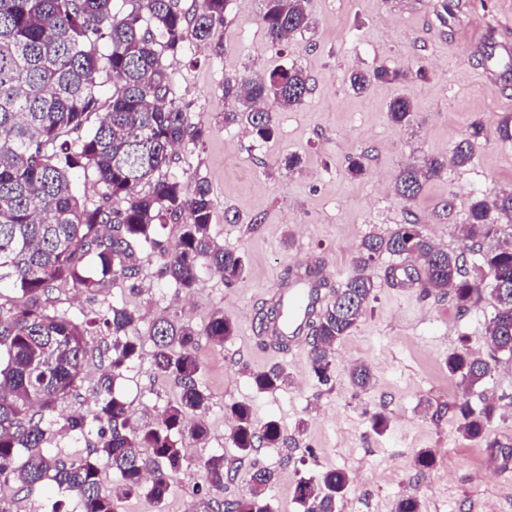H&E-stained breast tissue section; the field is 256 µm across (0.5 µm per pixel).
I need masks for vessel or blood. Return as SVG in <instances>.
<instances>
[{"instance_id": "b4317fda", "label": "vessel or blood", "mask_w": 512, "mask_h": 512, "mask_svg": "<svg viewBox=\"0 0 512 512\" xmlns=\"http://www.w3.org/2000/svg\"><path fill=\"white\" fill-rule=\"evenodd\" d=\"M481 52L487 62L492 82L512 77V45L505 42L482 44ZM329 295L326 279L320 270L289 279L286 287L274 289L271 299L282 316L269 323L262 344L278 355L300 353L310 333L311 325Z\"/></svg>"}]
</instances>
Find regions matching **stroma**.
<instances>
[{
    "mask_svg": "<svg viewBox=\"0 0 512 512\" xmlns=\"http://www.w3.org/2000/svg\"><path fill=\"white\" fill-rule=\"evenodd\" d=\"M456 25L441 17L440 0H309L311 26L285 45L269 42L260 21L261 0H229L224 25L216 27L211 46L188 44L166 58L174 104L188 125L207 135L177 150L167 175L192 192L196 179L210 186L214 210L213 239L225 250L243 254L246 272L239 282L200 268L192 291L162 278L159 251L141 250L135 279L105 283L94 295L73 285L54 290L49 311L75 322L107 314L112 306L137 310L134 331L141 354L116 383L131 421L156 424L179 388L152 371V321L166 316L201 331L215 312H223L234 334L217 346L201 337L198 382L209 396L204 421L207 441L183 435L179 445L183 472L163 508L144 498L124 501L120 512H213L208 494L197 492L198 463L212 453L233 454L228 439L230 407L251 406L257 423L280 422L286 447L262 448L254 460L275 474L268 490L272 512H301L292 490L304 476L328 468L352 479L336 512H392L398 498L418 497L423 512H512V360H501L484 383L463 390L448 374L449 354L467 347L489 358L486 323L492 311L488 297L468 309L450 297L420 288H394L389 281L398 257L383 256L371 269L374 298L349 336L336 343L328 383L315 378L308 353L280 360L257 343V313L266 293L290 269L321 263L332 288H340L353 270L363 239L386 236L407 215L440 248L467 252L457 230L471 199L512 190V140L498 128L512 123V81L493 86L483 77L479 39L512 41V0H462ZM295 65L310 75L312 90L301 107L277 110L272 139L258 140L242 124L224 122V81L265 74ZM385 65L402 78L376 83L361 95L349 87L351 71ZM410 99L412 125L393 127L389 103ZM487 133L466 166L450 162L452 149L472 125ZM297 154V171L283 159ZM364 157L366 172L351 177L348 167ZM436 157L444 160L440 176L427 182L412 203L395 192V179L406 164ZM454 201L451 218H442L446 201ZM237 215L227 222L225 212ZM280 364L287 384L271 393L253 385L254 372ZM367 364L372 383L362 390L350 381L351 369ZM107 362L90 350L76 395L59 402L46 434V447L64 460L85 455L95 434L62 430L66 416L94 405ZM471 406L495 402L488 426L489 445L466 441L459 432L455 402ZM387 417L383 433L371 428V417ZM433 451L435 462L419 471L417 450ZM11 512H79L76 493L46 480L28 489L0 487Z\"/></svg>",
    "mask_w": 512,
    "mask_h": 512,
    "instance_id": "1",
    "label": "stroma"
}]
</instances>
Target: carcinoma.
<instances>
[{"label": "carcinoma", "mask_w": 512, "mask_h": 512, "mask_svg": "<svg viewBox=\"0 0 512 512\" xmlns=\"http://www.w3.org/2000/svg\"><path fill=\"white\" fill-rule=\"evenodd\" d=\"M261 20L270 43L308 30L307 0H262ZM229 0H197L193 13L178 0H138L125 12L112 0H0V288L9 285L21 300L0 304V486L14 481L29 488L47 479L77 492L79 512H118L119 504L143 497L159 506L171 493L183 455L174 434L208 437L203 414L208 396L198 384L199 336L222 346L233 335L224 313H214L203 332L189 324L159 319L151 328L153 374L173 379L180 393L154 426L133 428L127 406L114 392L115 381L139 357L140 345L129 332L140 320L125 306L86 324L49 312L41 298L64 284L94 294L107 280L127 281L138 274L135 253L161 249V274L177 287L193 288L207 265L234 284L244 277L246 260L226 251L211 237L214 200L199 179L191 195L181 182L163 173L173 151L206 136V129L187 124L184 112L168 100L170 78L166 56L189 42L205 43L224 24ZM112 79V95L102 99L101 73ZM396 70L379 67L354 71L351 89L366 92L375 81H394ZM309 76L299 67L224 80V100L238 110L224 113V124L243 123L260 140L275 132L272 108L301 106L310 93ZM391 123L410 124L413 104L397 97L388 106ZM484 129L475 126L453 150L452 162L467 165ZM444 163L409 164L396 176L397 194L413 201L423 184ZM90 174L101 186V201L89 202L74 183L77 172ZM150 190L142 191V186ZM183 220L182 232L169 249L157 239L166 219ZM512 227V191L470 201L459 225L463 239L477 244ZM384 254L417 259L414 271L427 293L452 295L467 308L487 295L493 309L486 326L489 360L464 349L448 356V375L471 389L492 375L499 356L512 359V245L480 254L467 269L464 254L437 248L408 219L388 237L369 236L353 263V272L313 323L310 362L319 382L330 380L333 347L356 327L373 297L372 265ZM99 326L112 337L107 371L98 400L86 415L71 416L62 429L84 433L98 425V441L85 456L67 462L43 450L45 424L59 400L78 389L87 357L88 327ZM286 382L279 367L253 374L260 392ZM497 406L486 402L459 405V431L468 441L487 442V427ZM229 439L235 459L213 454L203 459L205 491L218 512H271L266 490L273 473H248V494L223 496L240 464L260 447L284 443L278 421L257 426L251 407H230ZM118 479L112 488L100 480V462ZM350 484L349 475L328 469L301 478L293 496L302 512H335Z\"/></svg>", "instance_id": "1"}]
</instances>
